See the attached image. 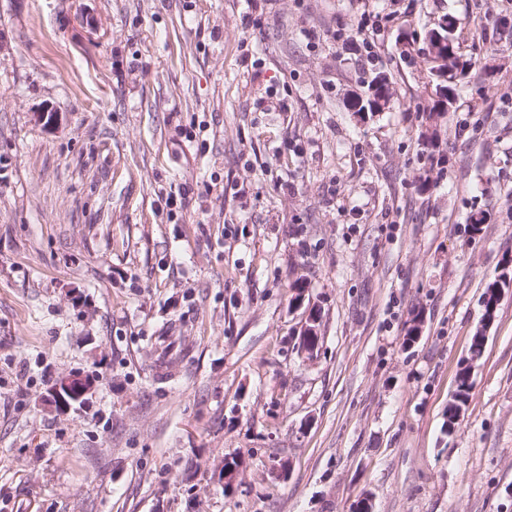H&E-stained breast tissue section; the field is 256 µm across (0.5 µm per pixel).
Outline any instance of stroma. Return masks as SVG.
Here are the masks:
<instances>
[{
  "label": "stroma",
  "mask_w": 512,
  "mask_h": 512,
  "mask_svg": "<svg viewBox=\"0 0 512 512\" xmlns=\"http://www.w3.org/2000/svg\"><path fill=\"white\" fill-rule=\"evenodd\" d=\"M507 2L0 0V512H512V293L481 324L512 259ZM443 14L470 68L439 168ZM376 70L394 105L362 121ZM444 23L446 26H448V53L442 55L436 51L433 52L431 49H428V52L425 53V71L427 73V77L436 82L440 76L444 78L447 76V80L450 81L448 85L451 88L452 96V100L448 102L449 109H445L434 100H432V103L428 104L426 107V119L431 122L430 126L432 127L431 135L427 137V141L431 146L432 152H436L437 148H439V136L437 130L438 122L444 118L447 112L449 114V112L454 111V105L456 103V84L454 81L456 80L458 74L464 73L465 64L469 69V64L467 61L462 60L463 62H460L461 58L457 53L455 34L458 30L457 25L459 24V21L453 17H448V15L445 14L440 19L438 26ZM458 373L456 380V389L448 403V426L451 428L452 417L460 410L465 409L470 399L473 383L470 377V366H466L462 372ZM94 386L86 385L83 376L76 374H67L59 377L52 388V392L61 401L62 410H69L71 407L62 403L64 400L63 392L72 395L74 397L82 398L86 395L93 393Z\"/></svg>",
  "instance_id": "obj_1"
}]
</instances>
